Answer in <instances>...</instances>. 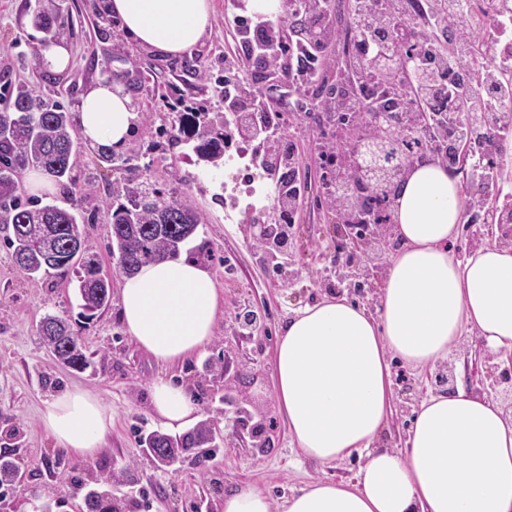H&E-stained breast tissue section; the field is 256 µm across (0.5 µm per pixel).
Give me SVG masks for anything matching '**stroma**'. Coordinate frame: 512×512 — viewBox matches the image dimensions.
Returning <instances> with one entry per match:
<instances>
[{
    "mask_svg": "<svg viewBox=\"0 0 512 512\" xmlns=\"http://www.w3.org/2000/svg\"><path fill=\"white\" fill-rule=\"evenodd\" d=\"M27 0H0V77L13 84L55 93L69 108L98 79L123 84L136 120L122 155L147 153L150 177L160 188L186 198L204 222L187 243L209 248L204 265L224 297V313L203 353L177 373L215 433V445L186 454L172 467L156 464L140 447L158 431L149 407L153 381L166 375L124 332L120 317L122 273L112 257L105 215L141 171L108 169L94 147L82 145L77 174L92 184L90 205L99 217L83 230L99 266L112 282L108 306L85 319L74 275L50 271L28 280L14 262L0 231V452L14 454L17 483L0 499V512H85L84 496L95 490L111 497L116 512H221L226 492L251 484L266 489L274 504L316 480H353L357 458L322 465L300 457L276 407L273 358L281 329L295 313L323 297H347L369 312L380 306V284L400 247L386 252L363 246L362 267L370 277H353L336 252V216L324 203L325 172L312 148L315 135L336 137L335 128L307 122L290 128L299 155L303 204L288 227L287 243L272 251L259 246L248 189L230 157L218 164L199 160L192 141L174 134L177 114L196 113L200 129L219 128L224 115L221 89L224 56L237 38L224 29L227 12H242L241 0H213L211 25L189 55L158 56L129 41L107 8V0H42L58 9L70 66L55 72L35 62L36 45L51 36L30 21ZM48 314L68 318L91 358L82 371L65 366L43 342L39 326ZM512 371V353L490 354L482 340L464 335L452 361L414 370L390 364L392 412L380 443L405 449L414 412L427 393L457 388L500 400L502 377ZM448 384H441V377ZM78 386L99 396L112 415V431L90 461L56 448L39 416L50 395Z\"/></svg>",
    "mask_w": 512,
    "mask_h": 512,
    "instance_id": "1",
    "label": "stroma"
}]
</instances>
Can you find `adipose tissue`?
<instances>
[{
  "instance_id": "ef3b65f1",
  "label": "adipose tissue",
  "mask_w": 512,
  "mask_h": 512,
  "mask_svg": "<svg viewBox=\"0 0 512 512\" xmlns=\"http://www.w3.org/2000/svg\"><path fill=\"white\" fill-rule=\"evenodd\" d=\"M125 34L150 51L191 52L211 25V0H109ZM79 131L93 145L122 147L136 114L122 85L101 78L81 98ZM401 242L381 287V313L327 297L288 320L276 345L273 382L294 448L328 464L359 455L351 482L316 481L283 512H512V412L464 391L421 401L399 452L378 445L391 408L388 357L424 369L450 359L476 332L492 351L512 350V245L461 257V180L433 161L405 174L392 205ZM122 320L135 344L173 368L213 336L224 298L211 273L165 259L124 277ZM159 425L179 430L199 412L171 377L151 386ZM41 424L56 447L85 461L112 429L101 400L70 388L45 403Z\"/></svg>"
}]
</instances>
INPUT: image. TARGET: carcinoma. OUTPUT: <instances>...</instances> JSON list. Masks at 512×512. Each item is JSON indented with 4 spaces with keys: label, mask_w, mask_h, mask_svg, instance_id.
I'll use <instances>...</instances> for the list:
<instances>
[{
    "label": "carcinoma",
    "mask_w": 512,
    "mask_h": 512,
    "mask_svg": "<svg viewBox=\"0 0 512 512\" xmlns=\"http://www.w3.org/2000/svg\"><path fill=\"white\" fill-rule=\"evenodd\" d=\"M406 53L404 47L391 48L367 62L366 68L383 70ZM458 111L460 148L474 126L468 103H459ZM78 131V114L52 95L22 85L9 88L0 111V224L11 228L8 244L14 248L20 270L31 280L51 269L65 272L73 267L74 260H79L83 274L77 275V295L84 317L91 319L108 305L111 285L91 258L90 244L80 228L95 221L96 212L85 207L90 186L80 184L74 175L80 158ZM193 151L202 160H220L224 156V130L197 136ZM97 155L111 166L133 160L131 156L115 155L105 145L97 147ZM30 166L40 168L67 192L70 208L43 205L25 197L21 173ZM201 223L203 216L193 205L142 181L127 191V202L117 204L110 212L112 256L124 275H132L149 262L179 257ZM40 332L62 363L75 370L86 368V353L65 319L44 316ZM210 439V428L202 422L181 438L151 434L141 439V445L154 458L159 449H164L161 459L171 466L183 452L201 448ZM18 473L11 454L0 453V486L15 483ZM85 506L87 512H113L112 502L95 491L85 495Z\"/></svg>",
    "instance_id": "cac0c4a2"
}]
</instances>
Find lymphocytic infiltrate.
<instances>
[{
  "mask_svg": "<svg viewBox=\"0 0 512 512\" xmlns=\"http://www.w3.org/2000/svg\"><path fill=\"white\" fill-rule=\"evenodd\" d=\"M341 0H288L287 11L271 21L261 15L225 16L224 24L237 33H255L246 56L256 68L277 72L279 83L264 85L248 81L233 57L224 59V145L232 147L237 135L254 129L257 147L254 167L260 179L273 190L284 191V204L296 213L303 198L299 186V160L284 133V121H301L311 113L336 116L345 124L367 121L372 103L382 96L400 98L404 109L396 112L393 131L397 139L428 136L439 143L456 121L455 102L461 92L458 78L469 69L470 30L460 10H440L435 0H352L351 19L355 70L350 98L337 100L325 91L321 76L333 60L298 37L300 28L318 33L322 39L341 40L344 32L337 18ZM392 45L412 47L414 62L434 66L438 90L421 93L412 77L399 72L361 71Z\"/></svg>",
  "mask_w": 512,
  "mask_h": 512,
  "instance_id": "1",
  "label": "lymphocytic infiltrate"
}]
</instances>
